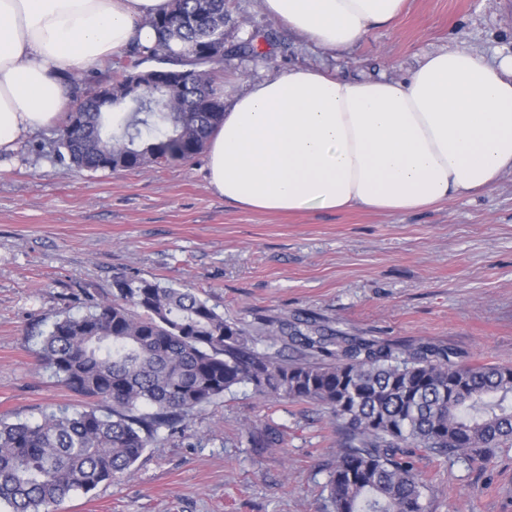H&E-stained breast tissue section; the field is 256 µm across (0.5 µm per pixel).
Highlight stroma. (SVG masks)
<instances>
[{
	"mask_svg": "<svg viewBox=\"0 0 512 512\" xmlns=\"http://www.w3.org/2000/svg\"><path fill=\"white\" fill-rule=\"evenodd\" d=\"M257 35L265 60L225 62V103L291 67L400 78L421 56L466 47L512 54V0H408L392 28L351 50L308 44L258 0H235L227 43ZM54 128L0 155V418L38 419L83 398L37 365L41 341L120 275L196 288L225 318L264 328L309 315L399 345L429 341L461 360L512 366V173L416 213L251 212L209 187L206 157L140 171L67 169ZM153 442L131 472L76 493L59 512H330L323 487L339 453L325 407L238 387ZM274 431L258 447L247 431ZM428 512H512V445L486 469L465 456L424 463Z\"/></svg>",
	"mask_w": 512,
	"mask_h": 512,
	"instance_id": "1",
	"label": "stroma"
}]
</instances>
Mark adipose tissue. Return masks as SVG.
I'll return each mask as SVG.
<instances>
[{
	"instance_id": "adipose-tissue-1",
	"label": "adipose tissue",
	"mask_w": 512,
	"mask_h": 512,
	"mask_svg": "<svg viewBox=\"0 0 512 512\" xmlns=\"http://www.w3.org/2000/svg\"><path fill=\"white\" fill-rule=\"evenodd\" d=\"M406 0H260L288 30L332 53L392 27ZM169 0H0V154L51 126L66 77L134 43ZM512 173V55L425 54L402 78L350 79L296 67L256 81L208 142L207 181L254 212L427 209Z\"/></svg>"
}]
</instances>
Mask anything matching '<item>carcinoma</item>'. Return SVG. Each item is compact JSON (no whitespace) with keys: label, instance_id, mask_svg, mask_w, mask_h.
Wrapping results in <instances>:
<instances>
[{"label":"carcinoma","instance_id":"carcinoma-1","mask_svg":"<svg viewBox=\"0 0 512 512\" xmlns=\"http://www.w3.org/2000/svg\"><path fill=\"white\" fill-rule=\"evenodd\" d=\"M228 0H170L150 21L152 46L135 44L88 85L81 112L56 130L55 157L89 172L185 163L202 152L224 115L218 76L226 58L256 55L247 38L220 55ZM206 15L201 31L194 17ZM182 19L167 35L162 22ZM191 69L201 87L150 85L133 100L102 105L104 82L125 81L148 64ZM127 112L112 124V112ZM262 335L297 352L261 348L243 324L224 318L192 288L134 276L112 280L111 297L57 320L43 337L40 364L87 400L81 410L41 413L34 422L0 420V509L57 512L127 474L162 435H186L194 413L247 387L261 398L331 410L341 452L327 481L332 512H426L429 487L419 464L464 453L483 467L512 441V367L463 364L453 351L422 342L406 348L347 336L309 318L268 323Z\"/></svg>","mask_w":512,"mask_h":512}]
</instances>
